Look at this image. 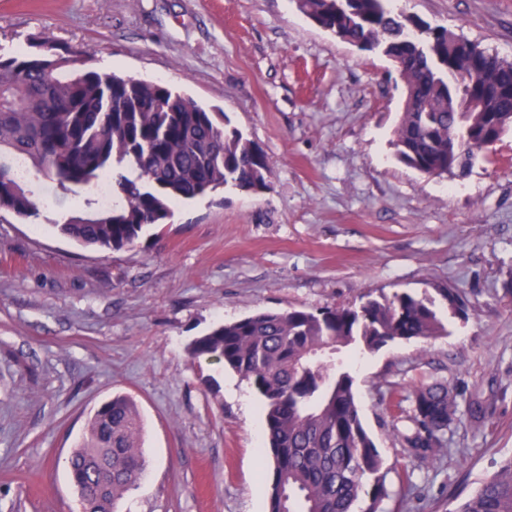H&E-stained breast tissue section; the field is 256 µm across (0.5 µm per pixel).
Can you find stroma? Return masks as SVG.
Wrapping results in <instances>:
<instances>
[{
	"instance_id": "obj_1",
	"label": "stroma",
	"mask_w": 512,
	"mask_h": 512,
	"mask_svg": "<svg viewBox=\"0 0 512 512\" xmlns=\"http://www.w3.org/2000/svg\"><path fill=\"white\" fill-rule=\"evenodd\" d=\"M396 9L512 60V0H395ZM44 33L121 76L225 113L267 157L258 194L225 188L174 208L129 248L94 250L40 220L0 216V512H81L67 459L116 394L144 421L146 471L120 512H267L261 402L190 356L214 326L259 310L429 297L448 335L388 343L354 371L387 471V512H454L512 457V131L464 178L400 162L403 83L382 53L317 26L293 0H0V49ZM460 289L461 310L440 291ZM481 397L426 461L396 436L413 387Z\"/></svg>"
}]
</instances>
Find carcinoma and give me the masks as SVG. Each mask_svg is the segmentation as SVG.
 Returning a JSON list of instances; mask_svg holds the SVG:
<instances>
[{
  "mask_svg": "<svg viewBox=\"0 0 512 512\" xmlns=\"http://www.w3.org/2000/svg\"><path fill=\"white\" fill-rule=\"evenodd\" d=\"M293 2L342 40L401 59L406 100L394 145L407 166L438 176L451 146L464 176L487 155L496 126L512 129V60L473 41L462 51L464 36L395 14L388 0ZM27 47L0 53V213L40 218V177L64 196L107 176L110 204L86 196L80 212L55 226L81 246L121 250L165 223L177 203L227 186L266 187L264 151L190 96L109 72L89 51L46 35L28 37ZM445 334L434 301L396 292L358 307L260 311L197 337L189 353L223 364L261 398L267 512H384L387 472L362 423L348 356ZM410 400L401 446L434 456L458 420L456 394L436 382L415 388ZM487 414L483 402L469 403L472 426ZM141 434L131 397L115 395L95 411L69 462L81 512H117L145 472ZM456 512H512V458Z\"/></svg>",
  "mask_w": 512,
  "mask_h": 512,
  "instance_id": "obj_1",
  "label": "carcinoma"
}]
</instances>
